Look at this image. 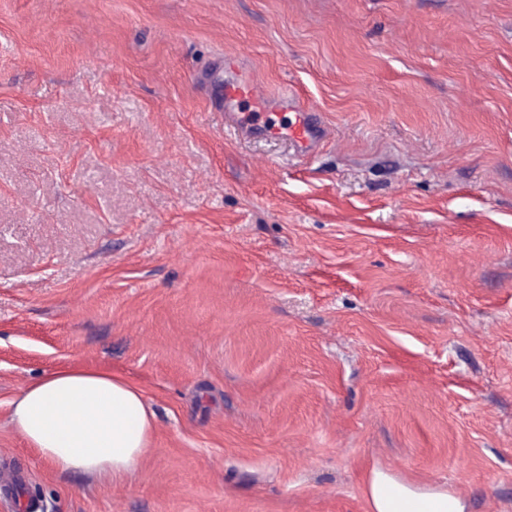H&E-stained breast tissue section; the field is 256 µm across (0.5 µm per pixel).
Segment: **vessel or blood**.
Masks as SVG:
<instances>
[{
  "mask_svg": "<svg viewBox=\"0 0 512 512\" xmlns=\"http://www.w3.org/2000/svg\"><path fill=\"white\" fill-rule=\"evenodd\" d=\"M223 101L225 111L237 113L243 134L286 141L299 155L313 153L326 136L325 127L315 121L312 113L299 107L287 90L263 96L252 80L244 77L225 83ZM284 105L294 107V121L282 120L279 109Z\"/></svg>",
  "mask_w": 512,
  "mask_h": 512,
  "instance_id": "vessel-or-blood-1",
  "label": "vessel or blood"
}]
</instances>
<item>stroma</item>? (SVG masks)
Segmentation results:
<instances>
[{
  "label": "stroma",
  "mask_w": 512,
  "mask_h": 512,
  "mask_svg": "<svg viewBox=\"0 0 512 512\" xmlns=\"http://www.w3.org/2000/svg\"><path fill=\"white\" fill-rule=\"evenodd\" d=\"M240 57L311 156L242 137ZM138 387L110 489L9 424ZM512 512V0H0V473L37 512H367L372 468ZM10 425L60 473L79 472L106 486L140 468L156 429L141 391L103 370H54L12 402Z\"/></svg>",
  "instance_id": "obj_1"
}]
</instances>
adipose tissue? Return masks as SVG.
Here are the masks:
<instances>
[{"label": "adipose tissue", "mask_w": 512, "mask_h": 512, "mask_svg": "<svg viewBox=\"0 0 512 512\" xmlns=\"http://www.w3.org/2000/svg\"><path fill=\"white\" fill-rule=\"evenodd\" d=\"M10 425L60 473L79 472L106 486L134 475L156 429L141 391L112 373L84 367L54 370L14 399ZM368 512H468L444 487L416 486L381 468L365 481Z\"/></svg>", "instance_id": "adipose-tissue-1"}]
</instances>
